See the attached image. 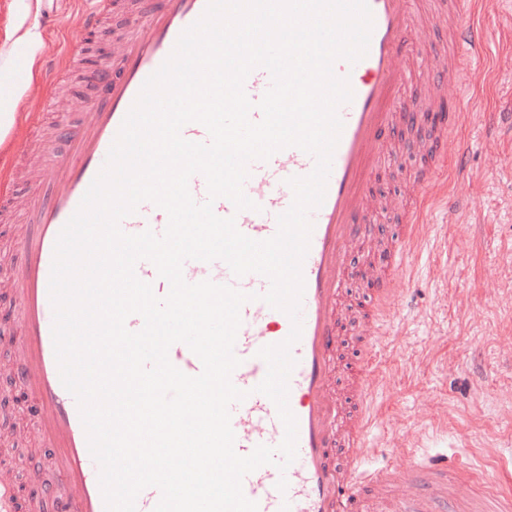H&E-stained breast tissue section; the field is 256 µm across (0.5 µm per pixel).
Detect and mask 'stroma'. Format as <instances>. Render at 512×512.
Segmentation results:
<instances>
[{
    "mask_svg": "<svg viewBox=\"0 0 512 512\" xmlns=\"http://www.w3.org/2000/svg\"><path fill=\"white\" fill-rule=\"evenodd\" d=\"M125 4L111 0L103 26L88 31L79 22L84 0H0V63L30 51L19 118L0 142V195L22 193L65 151L57 128L77 117L93 89L70 74L49 80V69L72 45L89 48L82 69L101 60L113 35L134 24ZM479 16L488 52L460 102L465 172L441 173L424 206L406 270L414 300L391 321L382 380L369 384L377 448H422L474 464L512 448V126L495 118L512 113V0H482ZM30 27L39 35L31 46L22 38ZM452 196L462 201L453 210ZM19 359L0 344V405L10 415L0 431L11 439L0 446V466L12 470L26 501L40 492L30 470L52 483L58 475L48 455L23 454L41 432L31 390L7 376Z\"/></svg>",
    "mask_w": 512,
    "mask_h": 512,
    "instance_id": "obj_1",
    "label": "stroma"
}]
</instances>
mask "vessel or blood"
<instances>
[{"label":"vessel or blood","mask_w":512,"mask_h":512,"mask_svg":"<svg viewBox=\"0 0 512 512\" xmlns=\"http://www.w3.org/2000/svg\"><path fill=\"white\" fill-rule=\"evenodd\" d=\"M206 6L207 0H138L136 27L123 35L102 67L81 72V80L93 84L94 94L63 131L67 150L41 170L22 212L24 231L17 241L21 262L14 277L21 334L12 340L22 361L14 377L34 395L43 447L58 451L54 463L64 485L50 493L49 512H106L100 468L55 357L49 295L54 246L103 168L144 82ZM369 6L373 30L366 56L354 63L340 59L333 66L337 77L348 79L353 98L338 109L343 129L325 199L309 214L312 232L302 264V333L291 348L296 365L288 379V405L297 420V456L286 470L268 464L248 473L242 490L256 502L258 512H512V496L500 490L496 478L449 465L447 457L399 448L382 452L380 461H373L369 392L358 376L343 382L337 375L338 362L348 356L359 373L377 366L387 322L403 306L401 270L413 253L421 204L439 165L458 167L466 156L457 134L462 117L458 104L465 77L485 49L484 32L469 17L470 0H369ZM423 28L448 34L445 43L423 58L431 78L428 89L447 112L440 122L422 127L423 161L405 186L412 204L401 207L395 199L376 194L373 184L383 164H400L398 140L411 127L422 126L423 100L416 97L417 87L410 81V38ZM26 72L24 58H16L9 68H0V86L22 88ZM271 83L267 69L254 68L245 80V92L256 104ZM314 167V156L297 147L252 161L243 190L254 209L238 211L220 198L214 212L234 218L237 229L252 239H269L277 231L278 215L293 201L289 179L307 176ZM386 210L396 211L397 231L379 238L369 302L360 309L342 308L339 298L350 272L349 254L362 238L375 234L373 218ZM167 225V213L148 201L120 222L128 234L150 230L160 235ZM182 273L191 284L210 280L250 294L240 310L234 345L240 364L231 380L247 393L230 407L234 449L246 456L260 445L278 448L285 428L274 402L256 391L267 373L258 352L289 336V316L262 301L270 288L263 275L234 276L220 260L185 261ZM135 274L151 284L157 297L168 294L170 286L152 262L139 261ZM168 356L186 375L202 371L201 360L184 343H174ZM282 478L287 481L283 490L277 487Z\"/></svg>","instance_id":"1"}]
</instances>
